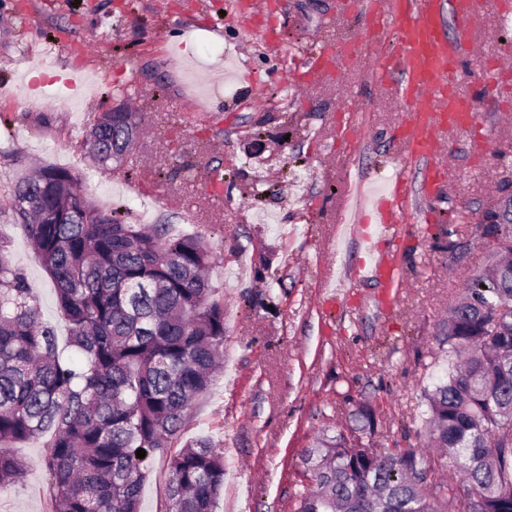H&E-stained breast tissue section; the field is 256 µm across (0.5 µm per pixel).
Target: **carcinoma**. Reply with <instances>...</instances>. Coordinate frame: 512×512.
<instances>
[{
    "instance_id": "1",
    "label": "carcinoma",
    "mask_w": 512,
    "mask_h": 512,
    "mask_svg": "<svg viewBox=\"0 0 512 512\" xmlns=\"http://www.w3.org/2000/svg\"><path fill=\"white\" fill-rule=\"evenodd\" d=\"M131 112H102L80 147L102 173L122 165L137 135ZM5 208L55 286L72 354L39 321L24 274L0 241V487L24 462L3 453L44 439L52 512H141L146 459L167 461L161 512H215L224 452L206 437L180 442L224 350V299L206 276L202 236L128 222L81 192L69 169L42 166L10 185ZM501 258L475 275L442 324L460 358L423 393V430L437 451L364 443L374 413L302 455L314 489L294 512H512V219L494 221ZM451 468L460 479L435 478Z\"/></svg>"
}]
</instances>
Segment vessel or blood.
I'll list each match as a JSON object with an SVG mask.
<instances>
[{"mask_svg": "<svg viewBox=\"0 0 512 512\" xmlns=\"http://www.w3.org/2000/svg\"><path fill=\"white\" fill-rule=\"evenodd\" d=\"M336 10L361 17L359 40L312 54L298 86L332 76L355 59L359 43L391 40L377 70L380 77L396 80L394 95L404 113L400 145L408 158L425 161L427 189H440L444 170L438 159L446 150L442 133L465 130L473 122V100L459 92L451 78L460 57L471 48L477 0H336ZM405 192L406 184L399 179L375 201L374 209L386 228L399 225ZM346 235L358 240L368 254L353 268L352 279L396 287L391 254L375 249L363 225H347Z\"/></svg>", "mask_w": 512, "mask_h": 512, "instance_id": "obj_1", "label": "vessel or blood"}]
</instances>
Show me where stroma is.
Here are the masks:
<instances>
[{"mask_svg":"<svg viewBox=\"0 0 512 512\" xmlns=\"http://www.w3.org/2000/svg\"><path fill=\"white\" fill-rule=\"evenodd\" d=\"M494 2L457 72L476 117L451 137L449 188L430 194L423 164L400 161L401 110L366 64L304 90L294 82L301 46L356 35L336 0H288L274 21L249 0H0V185L39 165L67 168L102 209L199 233L216 250L208 278L224 297V365L183 434L224 450L217 512H292L308 488L304 450L361 405L375 412L372 447L423 446L422 392L451 365L439 326L496 247L478 219L512 211V79L484 77L512 42ZM178 39L183 50L169 56L166 42ZM114 89L127 91L144 132L103 175L79 142ZM356 115L348 150L336 128ZM216 166L218 201L204 177ZM399 175L411 233L379 239L403 270L389 292L348 279L361 253L331 235L373 225L372 200ZM450 210L474 219L442 223ZM0 240L66 346L53 282L6 212ZM12 453L25 468L0 490V512H51L42 439Z\"/></svg>","mask_w":512,"mask_h":512,"instance_id":"stroma-1","label":"stroma"}]
</instances>
